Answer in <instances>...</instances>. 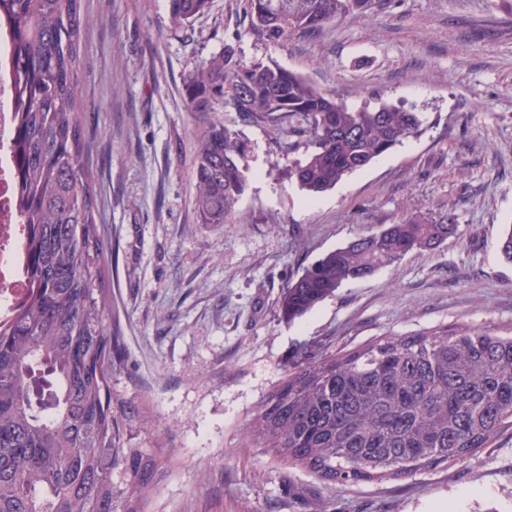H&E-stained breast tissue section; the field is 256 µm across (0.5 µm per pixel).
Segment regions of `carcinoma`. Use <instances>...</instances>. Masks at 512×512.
Returning a JSON list of instances; mask_svg holds the SVG:
<instances>
[{
	"label": "carcinoma",
	"instance_id": "carcinoma-1",
	"mask_svg": "<svg viewBox=\"0 0 512 512\" xmlns=\"http://www.w3.org/2000/svg\"><path fill=\"white\" fill-rule=\"evenodd\" d=\"M184 28L210 0H168ZM383 0H247L261 44L313 38L331 23L370 18ZM79 0H0L19 85L12 129L23 199L31 288L0 321V512H116L112 470L130 477L122 512H144L168 460L125 448L112 408V371L125 360L107 325L102 246L76 76ZM187 108L201 117L224 102L243 121L288 126L311 146L288 178L314 197L422 132L420 113L382 103L350 106L274 61H243L235 48L194 66ZM250 146L209 121L193 169L202 224L236 223ZM456 225L421 218L366 231L288 282L280 312L292 322ZM512 429V336L465 328L384 336L283 379L249 420L246 437L278 462L328 485L397 478L475 455Z\"/></svg>",
	"mask_w": 512,
	"mask_h": 512
}]
</instances>
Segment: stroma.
I'll return each instance as SVG.
<instances>
[{
	"mask_svg": "<svg viewBox=\"0 0 512 512\" xmlns=\"http://www.w3.org/2000/svg\"><path fill=\"white\" fill-rule=\"evenodd\" d=\"M77 72L83 165L95 177L106 322L125 350L115 400L138 406L124 447L163 453L145 512H512V430L449 465L348 486L279 464L245 436L264 397L310 358L386 335L464 327L512 334V0H385L368 20L313 39L255 42L244 0H211L175 28L168 0H81ZM233 45L347 104L421 113L423 133L309 198L283 169L305 155L287 129L215 118L248 139L249 186L232 224H202L192 172L203 127L184 84ZM451 216L433 250L343 285L302 318H282L288 281L356 234Z\"/></svg>",
	"mask_w": 512,
	"mask_h": 512,
	"instance_id": "stroma-1",
	"label": "stroma"
}]
</instances>
